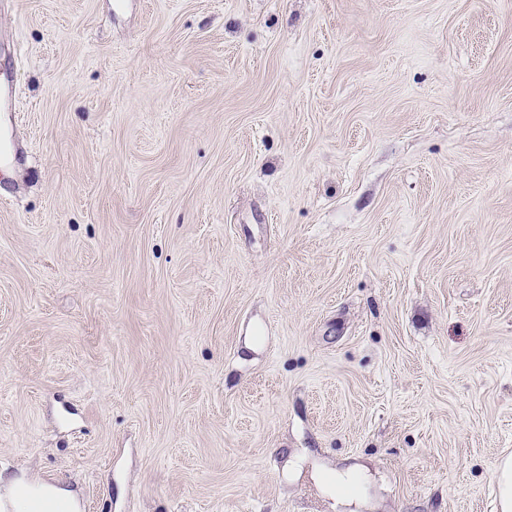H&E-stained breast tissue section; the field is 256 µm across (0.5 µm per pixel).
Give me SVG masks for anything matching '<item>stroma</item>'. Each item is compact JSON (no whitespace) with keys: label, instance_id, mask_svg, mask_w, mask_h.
<instances>
[{"label":"stroma","instance_id":"1","mask_svg":"<svg viewBox=\"0 0 512 512\" xmlns=\"http://www.w3.org/2000/svg\"><path fill=\"white\" fill-rule=\"evenodd\" d=\"M0 473L80 512H497L512 0H0Z\"/></svg>","mask_w":512,"mask_h":512}]
</instances>
